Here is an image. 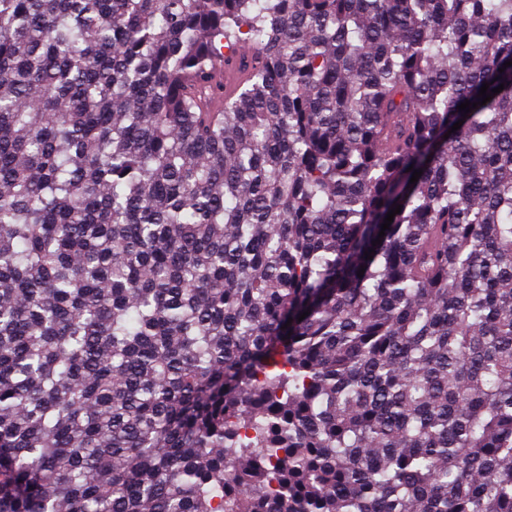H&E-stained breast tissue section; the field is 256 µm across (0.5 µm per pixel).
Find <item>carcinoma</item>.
I'll return each instance as SVG.
<instances>
[{
  "mask_svg": "<svg viewBox=\"0 0 512 512\" xmlns=\"http://www.w3.org/2000/svg\"><path fill=\"white\" fill-rule=\"evenodd\" d=\"M507 61L512 0H0V512H512ZM244 56H249L248 53H236L229 55L226 60H220L217 68L212 71L213 87L216 93L222 94L211 102V107L214 111L219 110L224 105V99L231 97L234 92L243 83L247 72L242 70V61Z\"/></svg>",
  "mask_w": 512,
  "mask_h": 512,
  "instance_id": "carcinoma-1",
  "label": "carcinoma"
}]
</instances>
